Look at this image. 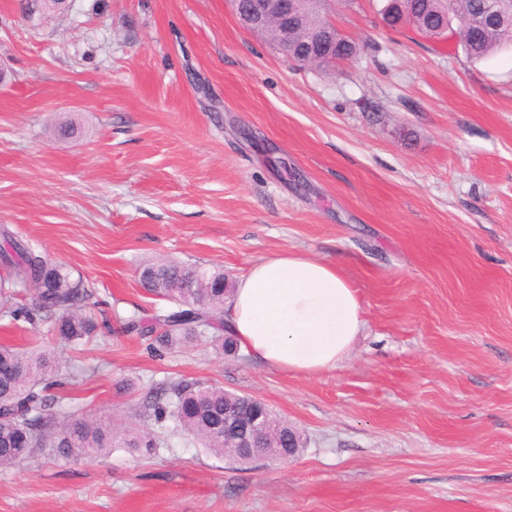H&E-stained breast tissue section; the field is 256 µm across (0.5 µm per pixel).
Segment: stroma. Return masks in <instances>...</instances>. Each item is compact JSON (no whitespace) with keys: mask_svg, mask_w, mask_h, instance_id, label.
Here are the masks:
<instances>
[{"mask_svg":"<svg viewBox=\"0 0 512 512\" xmlns=\"http://www.w3.org/2000/svg\"><path fill=\"white\" fill-rule=\"evenodd\" d=\"M332 0L352 61L287 60L229 0H0V227L95 290L59 409L151 433L0 469V512H512V45L470 59ZM300 251L353 286L362 336L309 376L208 343L151 354L150 258ZM180 381L260 399L289 461L211 454L145 407ZM291 439L295 444L294 435L289 431L288 433V423H284L280 421L276 417H272L271 427L269 432L266 434V443L267 447L275 446L276 448H288V439ZM294 453V448L282 449L280 452V458L283 460H287L292 457Z\"/></svg>","mask_w":512,"mask_h":512,"instance_id":"stroma-1","label":"stroma"}]
</instances>
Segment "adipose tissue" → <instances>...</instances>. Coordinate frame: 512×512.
I'll return each mask as SVG.
<instances>
[{
  "instance_id": "adipose-tissue-1",
  "label": "adipose tissue",
  "mask_w": 512,
  "mask_h": 512,
  "mask_svg": "<svg viewBox=\"0 0 512 512\" xmlns=\"http://www.w3.org/2000/svg\"><path fill=\"white\" fill-rule=\"evenodd\" d=\"M225 321L249 353L310 376L346 358L365 326L351 284L334 266L296 252L254 263Z\"/></svg>"
}]
</instances>
